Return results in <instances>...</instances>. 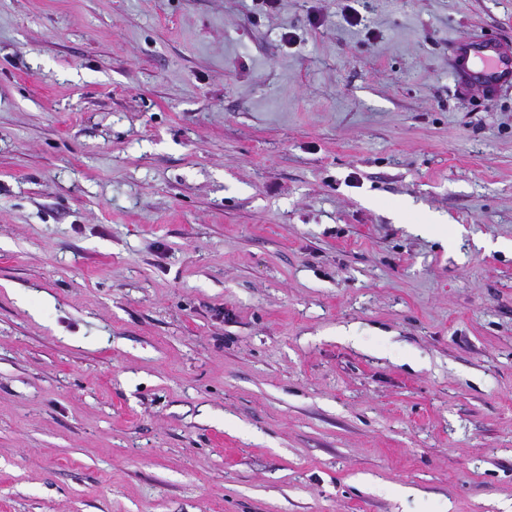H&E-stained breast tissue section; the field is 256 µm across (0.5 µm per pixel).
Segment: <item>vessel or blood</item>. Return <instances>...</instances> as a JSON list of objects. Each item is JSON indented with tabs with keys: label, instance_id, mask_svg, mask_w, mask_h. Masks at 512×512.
I'll list each match as a JSON object with an SVG mask.
<instances>
[{
	"label": "vessel or blood",
	"instance_id": "b4317fda",
	"mask_svg": "<svg viewBox=\"0 0 512 512\" xmlns=\"http://www.w3.org/2000/svg\"><path fill=\"white\" fill-rule=\"evenodd\" d=\"M451 67L472 85L493 91L512 82V46L495 39L457 43Z\"/></svg>",
	"mask_w": 512,
	"mask_h": 512
}]
</instances>
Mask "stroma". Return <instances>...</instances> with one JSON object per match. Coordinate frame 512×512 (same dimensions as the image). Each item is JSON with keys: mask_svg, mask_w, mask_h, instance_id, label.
<instances>
[{"mask_svg": "<svg viewBox=\"0 0 512 512\" xmlns=\"http://www.w3.org/2000/svg\"><path fill=\"white\" fill-rule=\"evenodd\" d=\"M484 35L512 0H0V512H512ZM451 67L472 85L490 93L512 82V47L495 39L458 42Z\"/></svg>", "mask_w": 512, "mask_h": 512, "instance_id": "1", "label": "stroma"}]
</instances>
